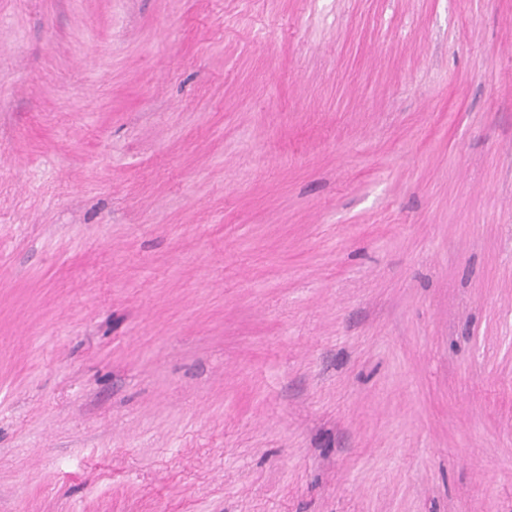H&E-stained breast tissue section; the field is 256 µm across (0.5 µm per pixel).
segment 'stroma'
Listing matches in <instances>:
<instances>
[{
    "instance_id": "1",
    "label": "stroma",
    "mask_w": 512,
    "mask_h": 512,
    "mask_svg": "<svg viewBox=\"0 0 512 512\" xmlns=\"http://www.w3.org/2000/svg\"><path fill=\"white\" fill-rule=\"evenodd\" d=\"M0 512H512V0H0Z\"/></svg>"
}]
</instances>
